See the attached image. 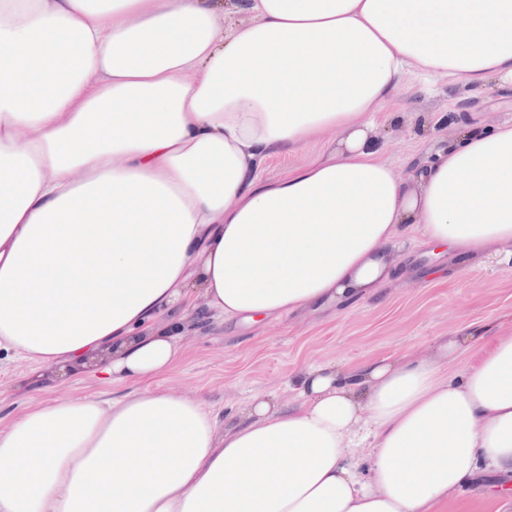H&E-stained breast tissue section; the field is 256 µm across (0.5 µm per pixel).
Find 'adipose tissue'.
<instances>
[{
	"instance_id": "obj_1",
	"label": "adipose tissue",
	"mask_w": 512,
	"mask_h": 512,
	"mask_svg": "<svg viewBox=\"0 0 512 512\" xmlns=\"http://www.w3.org/2000/svg\"><path fill=\"white\" fill-rule=\"evenodd\" d=\"M224 7L0 0V352L108 348L99 374L131 386L0 426V512H439L482 475L512 499V328L310 365L293 403L232 420L150 389L197 308L256 325L375 297L415 230L474 265L512 255V122L409 183L367 121L413 72L512 81V0H243L229 27ZM339 132H329L319 141L309 143L299 148L295 153L285 157H274L266 165L263 175L277 176L288 168L299 167L310 162L321 152L336 145L340 138Z\"/></svg>"
}]
</instances>
